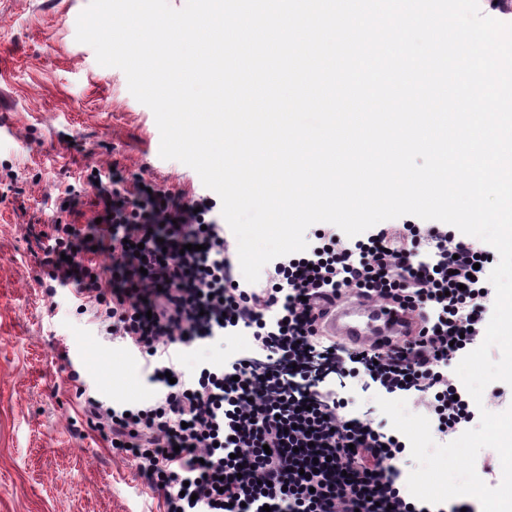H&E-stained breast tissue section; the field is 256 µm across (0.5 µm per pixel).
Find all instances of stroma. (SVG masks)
Returning <instances> with one entry per match:
<instances>
[{
    "mask_svg": "<svg viewBox=\"0 0 512 512\" xmlns=\"http://www.w3.org/2000/svg\"><path fill=\"white\" fill-rule=\"evenodd\" d=\"M89 0H0V512H162L130 459L81 410L79 389L134 404L141 362L99 336L68 290L41 287L57 196L94 193L91 170L201 193L195 170L159 155L153 112L125 73L77 42Z\"/></svg>",
    "mask_w": 512,
    "mask_h": 512,
    "instance_id": "1",
    "label": "stroma"
}]
</instances>
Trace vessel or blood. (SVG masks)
I'll return each instance as SVG.
<instances>
[{
	"instance_id": "b4317fda",
	"label": "vessel or blood",
	"mask_w": 512,
	"mask_h": 512,
	"mask_svg": "<svg viewBox=\"0 0 512 512\" xmlns=\"http://www.w3.org/2000/svg\"><path fill=\"white\" fill-rule=\"evenodd\" d=\"M421 328L417 314L355 292L336 301L320 323L322 336L358 349L413 339Z\"/></svg>"
}]
</instances>
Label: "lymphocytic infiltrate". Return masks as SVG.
<instances>
[{
    "label": "lymphocytic infiltrate",
    "mask_w": 512,
    "mask_h": 512,
    "mask_svg": "<svg viewBox=\"0 0 512 512\" xmlns=\"http://www.w3.org/2000/svg\"><path fill=\"white\" fill-rule=\"evenodd\" d=\"M118 182L95 184L98 220L82 227L69 223L78 192L57 198L43 264L47 288L69 289L103 336L136 350L156 388L135 404L88 395L82 407L159 490L163 512H480L409 497L395 465L404 438L346 412L338 392L360 376L423 403L439 436L476 427L480 411L448 368L485 336L492 246L448 224H378L355 239L323 224L306 251L250 283L216 201ZM351 289L419 312L420 339L360 352L321 336V302ZM242 335L253 351L182 371L184 350Z\"/></svg>",
    "instance_id": "obj_1"
}]
</instances>
